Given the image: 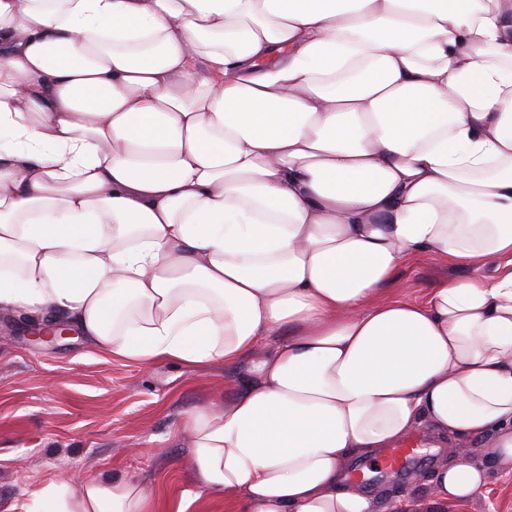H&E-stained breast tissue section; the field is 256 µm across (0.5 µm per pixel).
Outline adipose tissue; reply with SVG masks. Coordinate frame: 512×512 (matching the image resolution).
<instances>
[{
    "instance_id": "1",
    "label": "adipose tissue",
    "mask_w": 512,
    "mask_h": 512,
    "mask_svg": "<svg viewBox=\"0 0 512 512\" xmlns=\"http://www.w3.org/2000/svg\"><path fill=\"white\" fill-rule=\"evenodd\" d=\"M419 252L468 274L388 298ZM1 307L251 359L183 425L224 512H377L346 460L425 424L512 463V0H0ZM486 482L440 462L433 504ZM72 498L160 512H35Z\"/></svg>"
}]
</instances>
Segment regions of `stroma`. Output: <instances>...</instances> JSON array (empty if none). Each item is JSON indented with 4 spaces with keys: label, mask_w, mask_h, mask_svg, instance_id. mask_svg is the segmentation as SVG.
I'll return each instance as SVG.
<instances>
[{
    "label": "stroma",
    "mask_w": 512,
    "mask_h": 512,
    "mask_svg": "<svg viewBox=\"0 0 512 512\" xmlns=\"http://www.w3.org/2000/svg\"><path fill=\"white\" fill-rule=\"evenodd\" d=\"M461 274L422 252L403 263L386 294L420 302ZM41 327L24 310H0V512H27L34 493L62 480L74 488L133 483L170 512H222L197 494L182 421L195 409L221 407L226 390L248 378L249 362L143 366L105 356L71 331L36 341ZM454 446L486 467L488 483L479 498L446 512H512V463L499 462L486 440ZM433 474V463H418L364 489L380 512H396L401 501L431 498Z\"/></svg>",
    "instance_id": "obj_1"
}]
</instances>
